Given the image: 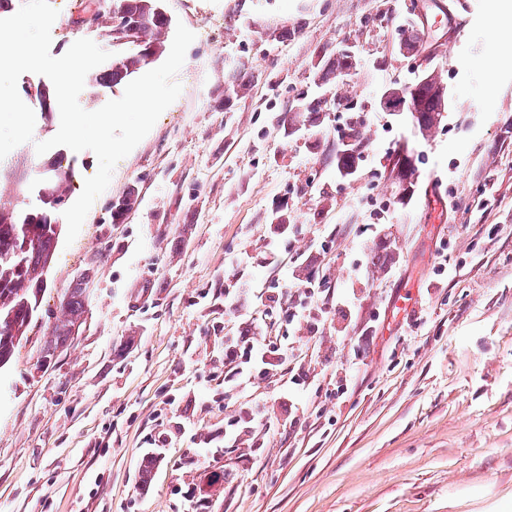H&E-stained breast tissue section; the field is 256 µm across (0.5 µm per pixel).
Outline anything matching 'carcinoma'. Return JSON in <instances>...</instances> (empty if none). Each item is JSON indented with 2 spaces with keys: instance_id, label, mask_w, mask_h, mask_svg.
Here are the masks:
<instances>
[{
  "instance_id": "carcinoma-1",
  "label": "carcinoma",
  "mask_w": 512,
  "mask_h": 512,
  "mask_svg": "<svg viewBox=\"0 0 512 512\" xmlns=\"http://www.w3.org/2000/svg\"><path fill=\"white\" fill-rule=\"evenodd\" d=\"M96 16L97 23L108 28L107 36L114 47L135 44L141 36L146 38L136 56L115 60L111 66L99 70L94 76L97 85L114 87L155 62L163 53L170 19L161 10L159 0H112V7L97 10ZM346 68V59L332 55L317 66V76L324 81ZM401 93L410 97L416 111L429 115L431 120L443 117V112L448 110V102L436 93L433 78L425 81L420 77L401 89ZM325 107L326 103L320 100L303 101V110L299 113L302 124L317 125ZM357 160L355 149L350 153H338L337 173L342 177L353 175ZM44 176L53 180L63 194L73 170H64L61 163L53 161L45 165ZM42 204L41 209L24 213L0 204V368L11 360L16 347L27 336L60 235V225L52 222L50 211L62 204V199L44 200ZM88 300L89 290L80 281L67 290L61 301L60 316L52 327L47 351L53 352L68 342L73 327L83 323Z\"/></svg>"
}]
</instances>
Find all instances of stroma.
<instances>
[{
  "label": "stroma",
  "mask_w": 512,
  "mask_h": 512,
  "mask_svg": "<svg viewBox=\"0 0 512 512\" xmlns=\"http://www.w3.org/2000/svg\"><path fill=\"white\" fill-rule=\"evenodd\" d=\"M92 2L51 0L52 56L81 38L137 55L77 25ZM426 2L160 0L195 35L182 92L116 165L75 241L57 244L36 318L0 369V512H512V55L489 41L494 28L512 35V14L447 0L464 22L451 30L423 23ZM405 23L417 32L410 52L399 48ZM343 42L358 48L357 72L326 89L359 115L347 180L335 104L319 126L282 129L292 101L319 95L315 66ZM237 68L250 87L225 97ZM420 68L451 98L425 139L378 105ZM50 85L19 77L33 139L0 169L61 158L74 201L98 161L65 146L37 154L60 125L35 98ZM408 148L421 161L403 197L392 168ZM131 189L135 204L113 223ZM377 245L380 267L369 262ZM299 253L307 265L294 266ZM312 270L349 301L346 318L314 336L282 317ZM83 274L86 320L47 354ZM245 284L266 297L238 296ZM372 318L373 343L355 355ZM245 332L259 351L264 337L289 340L295 361L272 380L225 382L224 339ZM258 404L264 421L237 436Z\"/></svg>",
  "instance_id": "1"
}]
</instances>
